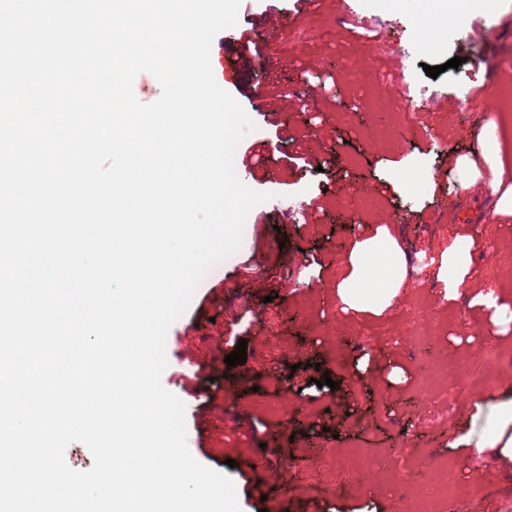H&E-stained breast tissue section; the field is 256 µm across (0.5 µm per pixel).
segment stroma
I'll return each mask as SVG.
<instances>
[{
    "instance_id": "1",
    "label": "stroma",
    "mask_w": 512,
    "mask_h": 512,
    "mask_svg": "<svg viewBox=\"0 0 512 512\" xmlns=\"http://www.w3.org/2000/svg\"><path fill=\"white\" fill-rule=\"evenodd\" d=\"M423 0H356L371 31L359 41L342 23L336 0H241L237 29L248 33L258 18L280 19L294 43L278 40L267 60L246 74L225 70L223 88L254 124L235 150L262 147L274 174L235 165L239 179L271 198L245 220L240 247L212 265L187 311L166 336L163 387L186 405L187 445L202 465L229 476L241 512H417L412 472L424 486L442 482V459L461 466L464 480L486 484L485 498H461L457 512H512V463L473 469L455 439L473 428L477 405L512 396V332L496 339L501 354L491 384L468 399H449L446 422L426 419L414 396L421 352L407 337L405 317L426 301L439 338L461 363L487 343L486 312L478 294L494 292L512 306V217L495 215L488 195L464 189L457 157L481 159L479 135L512 112V0H479L457 7L446 24L423 30ZM494 19L498 42L479 53L466 34ZM403 59L406 75L393 72ZM461 57L462 65L448 67ZM441 67L438 77L425 66ZM411 81L425 122L409 126L397 108L400 86ZM271 82L292 95L296 107L279 113L276 97L256 103L250 88ZM390 101L385 112L368 109L372 96ZM458 101L455 112H436L434 99ZM413 177L417 188L405 180ZM308 209L314 221L284 218ZM392 216L390 228L406 260L404 287L380 316L342 313L333 285L344 257L366 226ZM476 237L490 263H472L456 298L445 299L437 260L455 239ZM276 318L281 351L276 361L258 352L260 313ZM466 318L479 335H459ZM247 340L245 363L216 366L219 352ZM194 353V366L180 358ZM398 367L403 381L389 380ZM331 385H324V378ZM317 442L338 451L357 446L386 460V469L347 478V490L324 495L306 480L285 487L281 472H309L305 455ZM235 466H228V449Z\"/></svg>"
}]
</instances>
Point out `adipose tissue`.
<instances>
[{
	"label": "adipose tissue",
	"mask_w": 512,
	"mask_h": 512,
	"mask_svg": "<svg viewBox=\"0 0 512 512\" xmlns=\"http://www.w3.org/2000/svg\"><path fill=\"white\" fill-rule=\"evenodd\" d=\"M457 166L463 173L464 188L489 186L495 213L512 215V174L506 173L498 151L485 154L480 163L460 157ZM473 244L470 237L455 241L442 256L438 277L445 283L449 296H456L465 283ZM345 263L347 271L336 283V296L343 312L379 315L389 309L404 285L406 261L388 227L383 225L360 236ZM476 416L482 421L478 437H462L463 442L475 444L469 460L489 455L504 463L512 462V398L478 409Z\"/></svg>",
	"instance_id": "ef3b65f1"
}]
</instances>
